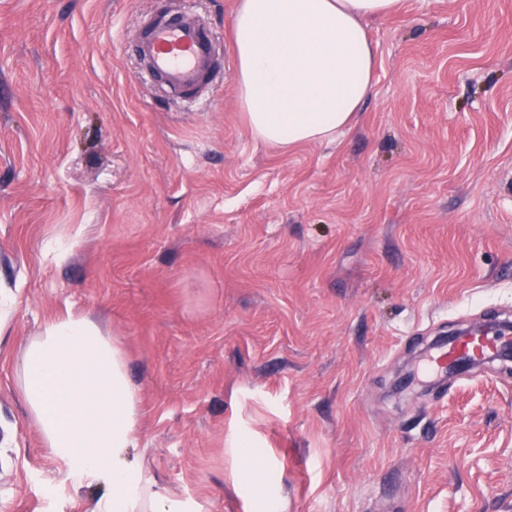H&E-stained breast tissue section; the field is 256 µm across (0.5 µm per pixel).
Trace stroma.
<instances>
[{
  "mask_svg": "<svg viewBox=\"0 0 512 512\" xmlns=\"http://www.w3.org/2000/svg\"><path fill=\"white\" fill-rule=\"evenodd\" d=\"M158 0H0V512H93L19 389L86 314L140 398L135 458L198 512H512V375L393 394L422 342L512 317V0H401L336 141L242 120L237 0H172L221 55L193 108L141 80Z\"/></svg>",
  "mask_w": 512,
  "mask_h": 512,
  "instance_id": "1",
  "label": "stroma"
}]
</instances>
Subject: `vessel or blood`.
Instances as JSON below:
<instances>
[{
    "instance_id": "b4317fda",
    "label": "vessel or blood",
    "mask_w": 512,
    "mask_h": 512,
    "mask_svg": "<svg viewBox=\"0 0 512 512\" xmlns=\"http://www.w3.org/2000/svg\"><path fill=\"white\" fill-rule=\"evenodd\" d=\"M146 62L144 79L160 83L170 94L193 103L204 97L216 77L215 47L202 21L180 14H164L146 28L135 44ZM495 336H463L426 355L423 371L437 376L463 358H482L495 352Z\"/></svg>"
}]
</instances>
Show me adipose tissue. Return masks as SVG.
Listing matches in <instances>:
<instances>
[{"label":"adipose tissue","mask_w":512,"mask_h":512,"mask_svg":"<svg viewBox=\"0 0 512 512\" xmlns=\"http://www.w3.org/2000/svg\"><path fill=\"white\" fill-rule=\"evenodd\" d=\"M399 0H239L230 29L244 123L283 148L334 141L374 83L365 23ZM19 387L74 487L103 485L94 512H196L131 459L139 396L119 342L87 315L46 324L22 353Z\"/></svg>","instance_id":"adipose-tissue-1"}]
</instances>
